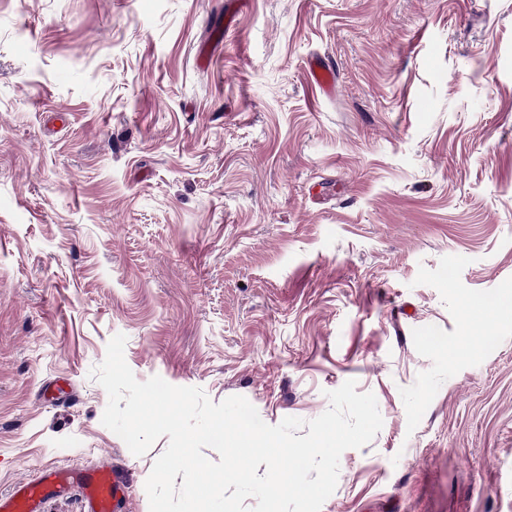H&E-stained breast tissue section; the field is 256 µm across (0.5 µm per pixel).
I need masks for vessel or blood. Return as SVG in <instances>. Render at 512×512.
Returning <instances> with one entry per match:
<instances>
[{
    "label": "vessel or blood",
    "mask_w": 512,
    "mask_h": 512,
    "mask_svg": "<svg viewBox=\"0 0 512 512\" xmlns=\"http://www.w3.org/2000/svg\"><path fill=\"white\" fill-rule=\"evenodd\" d=\"M75 484L84 490L87 512H126V489L105 465L88 472L45 467L37 480L15 482L9 492L0 493V512H41L49 496Z\"/></svg>",
    "instance_id": "1"
}]
</instances>
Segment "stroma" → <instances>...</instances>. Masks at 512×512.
<instances>
[{"mask_svg": "<svg viewBox=\"0 0 512 512\" xmlns=\"http://www.w3.org/2000/svg\"><path fill=\"white\" fill-rule=\"evenodd\" d=\"M334 71L312 91L310 60ZM512 0H0V492L141 456L92 369L383 419L321 512H512Z\"/></svg>", "mask_w": 512, "mask_h": 512, "instance_id": "stroma-1", "label": "stroma"}]
</instances>
